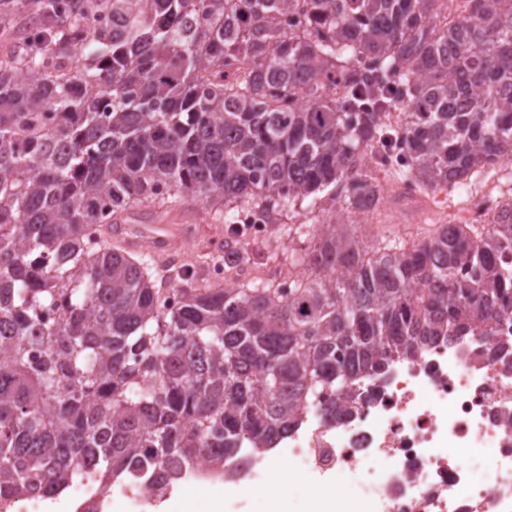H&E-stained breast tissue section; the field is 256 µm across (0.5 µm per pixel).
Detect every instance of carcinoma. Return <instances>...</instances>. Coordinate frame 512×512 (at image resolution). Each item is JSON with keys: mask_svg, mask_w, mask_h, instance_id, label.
Returning <instances> with one entry per match:
<instances>
[{"mask_svg": "<svg viewBox=\"0 0 512 512\" xmlns=\"http://www.w3.org/2000/svg\"><path fill=\"white\" fill-rule=\"evenodd\" d=\"M444 2L29 0L43 37L0 58L1 498L90 471L103 490L165 489L202 455L222 470L322 391L341 422L392 362L512 313V209L372 254L328 224L297 257L306 280L184 279L176 308L103 235L188 197L351 213L375 200L367 150L398 136L395 173L422 191L512 161V0H467L468 23L438 27Z\"/></svg>", "mask_w": 512, "mask_h": 512, "instance_id": "obj_1", "label": "carcinoma"}]
</instances>
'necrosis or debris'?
I'll return each instance as SVG.
<instances>
[{
    "instance_id": "4bbe7bcc",
    "label": "necrosis or debris",
    "mask_w": 512,
    "mask_h": 512,
    "mask_svg": "<svg viewBox=\"0 0 512 512\" xmlns=\"http://www.w3.org/2000/svg\"><path fill=\"white\" fill-rule=\"evenodd\" d=\"M357 396L346 421L311 410L288 434L289 462L315 478L307 512H512V317L487 338L396 362ZM338 476L358 478V492L340 491ZM184 481L250 492L267 482L265 457L242 452L227 473L201 458ZM67 495L75 512H104L115 500L142 512L155 498L138 483L100 490L92 473Z\"/></svg>"
}]
</instances>
